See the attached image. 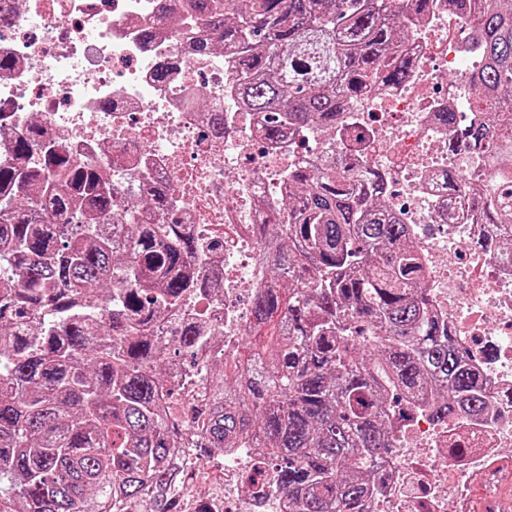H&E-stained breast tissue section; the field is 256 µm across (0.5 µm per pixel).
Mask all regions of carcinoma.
<instances>
[{
	"mask_svg": "<svg viewBox=\"0 0 512 512\" xmlns=\"http://www.w3.org/2000/svg\"><path fill=\"white\" fill-rule=\"evenodd\" d=\"M476 15L484 64L469 82L485 103L465 138L471 165L512 175V0H452ZM430 0H186L192 50L233 56L238 95L265 112L278 149L314 129L336 135L341 111L382 82L404 80L409 13ZM28 131L0 161V512H181L184 472L226 448H255L253 474L277 475L288 512H359L364 473L390 445L402 396L434 417L479 414L477 375L430 313L405 226L373 169L354 178L327 161L288 168L291 200L253 232L269 278L251 300L247 362L224 371L221 326L176 317L189 295L224 281L218 255L173 219L174 185L120 205L104 172L71 149L24 165ZM491 224L512 208L478 191ZM102 311L91 323L89 314ZM372 349L369 356L361 347ZM208 382L196 413L184 386ZM193 449L186 458L183 449Z\"/></svg>",
	"mask_w": 512,
	"mask_h": 512,
	"instance_id": "1",
	"label": "carcinoma"
}]
</instances>
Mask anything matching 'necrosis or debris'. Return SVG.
<instances>
[{"label":"necrosis or debris","instance_id":"obj_1","mask_svg":"<svg viewBox=\"0 0 512 512\" xmlns=\"http://www.w3.org/2000/svg\"><path fill=\"white\" fill-rule=\"evenodd\" d=\"M182 14L183 0H0V58L12 62L0 70V160L35 127L40 145H68L121 195L178 182L183 222L224 241L223 285L179 311L222 323L228 358L239 353L248 297L263 281L252 235L259 202L285 199L292 164L309 169L333 157L344 169L378 166L419 258L429 309L479 375L486 412L444 423L415 414L376 462L383 485L362 510L471 512L476 486L493 497L512 484V227L484 223L468 190L447 193L441 177L462 166L469 144L435 119L446 110L470 124L482 119L467 81L478 49L471 24L448 0H434L401 47L413 63L405 81L345 112L335 140L317 134L313 147L283 151L257 137L259 115L231 93L223 44L193 54ZM153 24L161 33L144 42L141 30ZM216 109L224 114L219 138L207 130ZM253 467L251 449H225L223 484L212 495L220 512H288L285 497L263 498L245 484Z\"/></svg>","mask_w":512,"mask_h":512}]
</instances>
